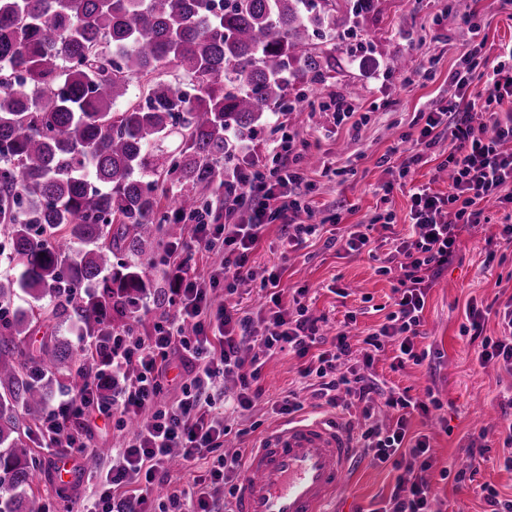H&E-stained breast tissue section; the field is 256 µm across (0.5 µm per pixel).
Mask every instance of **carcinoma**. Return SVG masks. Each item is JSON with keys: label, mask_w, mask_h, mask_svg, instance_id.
<instances>
[{"label": "carcinoma", "mask_w": 512, "mask_h": 512, "mask_svg": "<svg viewBox=\"0 0 512 512\" xmlns=\"http://www.w3.org/2000/svg\"><path fill=\"white\" fill-rule=\"evenodd\" d=\"M340 11L341 0H0V230L13 263L0 305L38 301L0 322V512H40L17 492L41 470L27 444L46 407L34 371L68 372L77 394L97 369L55 320L74 317L91 339L113 312L138 325L134 306L155 288L149 253L188 239L186 216L208 205L165 184L214 183L298 76L320 81L329 61L313 39L334 38ZM136 83L144 102L116 108ZM39 323L51 336L28 350L18 337Z\"/></svg>", "instance_id": "carcinoma-1"}]
</instances>
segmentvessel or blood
Returning <instances> with one entry per match:
<instances>
[{
    "mask_svg": "<svg viewBox=\"0 0 512 512\" xmlns=\"http://www.w3.org/2000/svg\"><path fill=\"white\" fill-rule=\"evenodd\" d=\"M355 454L349 429L335 418L288 421L247 455L233 512H331Z\"/></svg>",
    "mask_w": 512,
    "mask_h": 512,
    "instance_id": "obj_1",
    "label": "vessel or blood"
}]
</instances>
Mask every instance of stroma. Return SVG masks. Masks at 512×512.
Wrapping results in <instances>:
<instances>
[{
  "mask_svg": "<svg viewBox=\"0 0 512 512\" xmlns=\"http://www.w3.org/2000/svg\"><path fill=\"white\" fill-rule=\"evenodd\" d=\"M345 26L334 43L319 39L317 52L332 51V67L318 86V98L348 94L359 87L363 122L352 129L349 122L337 121L332 112L296 104L277 113L245 144L246 159L263 158L269 144L283 130H291L308 141L306 154L317 155L318 165L309 167L307 201L324 226L320 239L289 246L280 224L268 227L252 255L254 269L275 266L281 271L279 292L283 305L304 304L314 316L326 319L335 330L347 313H354V336L363 339L378 328L392 311L390 276L380 274L383 258L394 247L395 238L408 231L407 214L412 188L426 185L433 191L448 190L446 180L437 176L438 165L448 155L447 142H440L428 161L415 166L405 179L393 182L390 196L380 186L390 180L379 165L392 150H404V133L409 132L419 109L448 96V76L472 40L464 23L466 15L478 13L481 34L490 54L512 43V20L498 0H376L373 9L362 10L357 0H344ZM412 56L421 77L407 84L403 74L387 73L389 57ZM392 212L391 228L376 224V214ZM359 226L370 239V253L350 255L328 248L324 238L343 235L347 226ZM512 302V246L500 238V227L482 224L463 236L457 259L430 289L423 312L424 338L419 348L428 352L418 365L393 368L392 349L376 354L372 371L385 386L409 389L425 396L433 392L440 408L428 416L413 415L412 431L429 436L436 457V469L429 475L435 490L437 512H485L481 484L487 483L503 497L512 496V471L504 469L500 457L502 405L512 397V374L497 366L478 368V345L463 333L469 304L492 306L484 322V333H500L497 312ZM299 362L287 352L267 358L262 370L266 402L242 415L227 417L232 428L222 447L234 455L257 445L264 434L283 421L274 413L272 400L295 389ZM89 429L86 449L98 454L96 468H83V450L68 449L79 469L75 479L60 483L54 469L58 454L41 432H33L29 446L42 460V470L32 490L39 500L54 499L59 512H84L98 495L99 475L112 466L124 437L111 420L97 412L86 413ZM481 448L485 460L474 482H456L455 472L468 470L471 451ZM449 469L443 478L441 469ZM396 471L357 457L346 486L338 493V512H372L395 484Z\"/></svg>",
  "mask_w": 512,
  "mask_h": 512,
  "instance_id": "35a3bbf8",
  "label": "stroma"
}]
</instances>
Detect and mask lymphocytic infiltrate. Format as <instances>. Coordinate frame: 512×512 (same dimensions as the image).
<instances>
[{"label": "lymphocytic infiltrate", "mask_w": 512, "mask_h": 512, "mask_svg": "<svg viewBox=\"0 0 512 512\" xmlns=\"http://www.w3.org/2000/svg\"><path fill=\"white\" fill-rule=\"evenodd\" d=\"M479 74L484 92L473 98L469 89ZM511 102L512 46L493 56L485 41H475L449 74L447 100L420 111L417 131L406 133L413 148L396 166L399 178H406L444 140L449 150L443 166L451 180L447 193L424 186L412 193L410 231L397 238L380 268L394 279L395 309L363 339L355 365L349 362L354 316L346 317L335 336H322L318 318L305 305L292 310L282 305L280 271L258 281L264 301L253 310L214 305V288L231 296L239 286L254 282L251 256L269 224L281 221L288 242L298 245L320 233L314 210L301 193L307 171L294 134L282 133L264 158L240 167L224 185L223 223L210 222L209 212L199 210L191 217L190 241L170 244L164 269L170 308L158 315L153 334L144 338L123 326L107 328L96 339L97 373L85 378L79 394H62L41 420L43 435L57 448L84 447L85 435L75 420L93 402L117 429L136 422L118 462L105 473L94 512H219L220 499L235 494L244 461L242 455L220 453L230 428L213 414L209 390L220 377L235 375L238 389L225 397L224 407L238 413L251 410L265 394L260 379L266 357L284 349L300 360L301 383L311 389L319 407L340 408L346 395L362 403L357 448L401 473L379 512H431L434 493L427 474L436 460L429 437L411 433L409 422L413 413H428L438 400L382 387L371 367L375 353L388 345L397 366L426 359L416 339L427 292L455 257L463 233L490 223L485 203L504 208L501 235L512 243ZM219 250L224 253L219 266L210 278L201 277L199 260ZM466 319L468 330L481 339L479 365L494 364L512 374V303L501 314V336L484 335L485 311L477 305H469ZM248 342L257 344L260 353L247 360L240 352ZM174 352L193 370L177 382L180 397L167 401L164 392L175 383L169 376ZM376 394L393 412L389 428L373 421ZM174 448L180 449L188 469L211 459L212 492L173 483L169 461Z\"/></svg>", "instance_id": "obj_1"}]
</instances>
